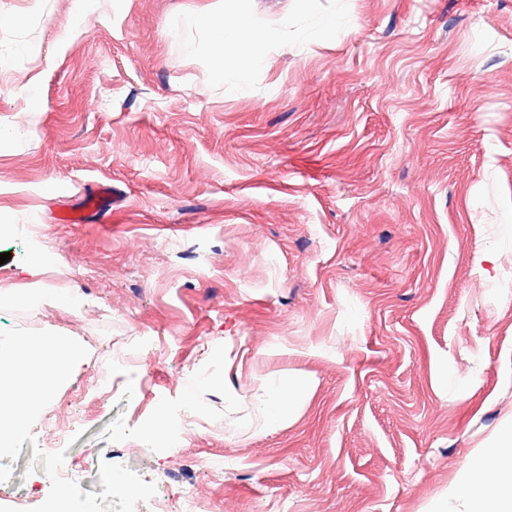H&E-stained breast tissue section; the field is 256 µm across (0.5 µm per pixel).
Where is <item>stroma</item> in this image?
<instances>
[{
  "label": "stroma",
  "mask_w": 512,
  "mask_h": 512,
  "mask_svg": "<svg viewBox=\"0 0 512 512\" xmlns=\"http://www.w3.org/2000/svg\"><path fill=\"white\" fill-rule=\"evenodd\" d=\"M235 10L276 34L243 82L203 22ZM7 15L0 330L89 354L0 459V505L46 499L38 448L85 492L103 460L155 483L135 512L185 487L207 512H466L449 489L512 424V0ZM279 377L302 400L271 429Z\"/></svg>",
  "instance_id": "obj_1"
}]
</instances>
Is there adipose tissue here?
I'll return each instance as SVG.
<instances>
[{
  "instance_id": "adipose-tissue-1",
  "label": "adipose tissue",
  "mask_w": 512,
  "mask_h": 512,
  "mask_svg": "<svg viewBox=\"0 0 512 512\" xmlns=\"http://www.w3.org/2000/svg\"><path fill=\"white\" fill-rule=\"evenodd\" d=\"M215 33V47L221 55L241 58V75L261 63V47L273 37L272 32L255 29L241 17L209 18ZM299 392L281 379L271 382L263 402L269 427L284 424L299 402ZM454 494L467 503V512H512V427L504 429L487 448L482 460L458 483Z\"/></svg>"
}]
</instances>
